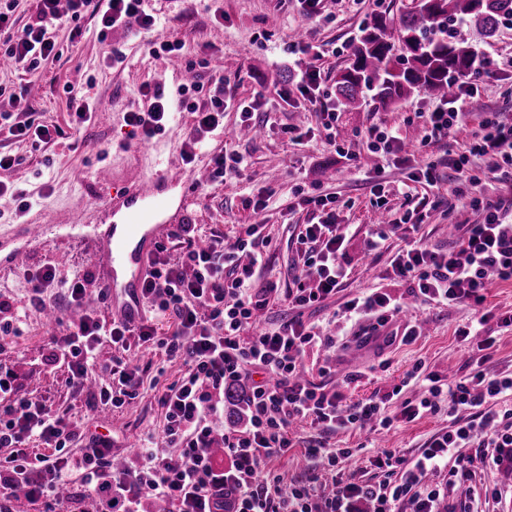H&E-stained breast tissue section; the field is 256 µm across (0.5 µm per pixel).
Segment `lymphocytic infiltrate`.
Masks as SVG:
<instances>
[{
	"mask_svg": "<svg viewBox=\"0 0 512 512\" xmlns=\"http://www.w3.org/2000/svg\"><path fill=\"white\" fill-rule=\"evenodd\" d=\"M35 3L34 15L18 30L12 17L20 0H0V56L33 75L43 61L57 56L52 30L59 24L71 23L76 36L81 33L79 21L88 15L97 18L105 31L132 22L146 29L155 24L153 15L143 8L144 0ZM497 70L496 62L490 60L477 75L455 79L454 97L421 113L420 148L449 138L463 124L472 100ZM192 91L204 93V100L189 99ZM141 94L150 101L148 109L126 113L125 122L142 138H153L164 129L174 105L192 112L193 124L182 151L184 164H194L206 136L224 128L223 82H215L210 89L198 82L180 86L175 101L148 84L142 86ZM488 155L492 165L473 173L472 158ZM451 166L458 179L472 185L506 180L512 175V121H505L500 112L484 113L479 134L452 158ZM295 198L297 208L311 213L312 220L294 240L300 266L285 294L293 315L271 329L247 331L274 289L273 284L259 280L273 243L257 224L243 225L230 245L221 233L203 240L196 225H180L170 244L156 249L144 290L152 317L135 326L100 319L96 310L85 306L83 281L60 278L53 265L28 274L31 301L45 303L49 290L58 288L69 305L80 310L78 322L66 326L47 361L67 366V382L76 392L84 389L96 369H103L107 378L97 387V405L120 408L138 398L143 371L125 357L132 348L151 345L181 359V377L159 399L164 413L161 444L177 454L166 457L147 447L139 452L138 467L114 468L112 437L86 434L78 423L49 414L40 404L12 399L9 376L0 375V396L11 398L10 403L0 404V502L24 487L30 497L42 501L44 512H56L77 471L89 491L100 498V512H139L144 490L167 500L170 512H351L358 500L370 502L372 512H395L400 504L408 505L410 512H440L445 493L470 479L477 466L495 462L498 449L512 447V408L498 405L503 396L512 394V373L484 370L496 344L486 332L488 322L494 319L506 328L512 326V315L496 319L483 307L488 288L512 280V194L493 200L472 196L468 203L482 210L483 220L467 225L448 250L431 248L416 237V225L407 223L378 229L366 241L367 249L376 251L389 235L404 240V248L389 261V274L408 282L413 296L443 305L470 302L477 307L470 323L456 331L470 348L474 373L448 385L419 365L410 373L423 395L404 406L403 418L412 421L437 414L444 399L453 419L448 431L435 436L401 471H394L391 457L376 458L377 468L387 473L384 481L340 478L328 496L306 483L281 488L278 476L264 474V460L291 447L289 431L297 421L333 430L391 425L380 401L370 398L342 406L339 394L327 392L303 374L302 356L322 336L318 325L305 322L300 312L336 295L349 273L335 199L301 189ZM172 246L182 254L176 264L166 256ZM401 310L398 299L376 290L346 302L344 314L350 320H369L371 335L407 344L417 336L415 327L405 326L398 333L388 329ZM156 315L174 318L170 335L159 333L152 321ZM105 342L112 345L114 355L101 367L98 348ZM244 377L252 381L250 426L225 431L224 453L214 455L212 422L224 413L226 387ZM30 439L49 447V454H30L24 447ZM76 441L83 448L80 457L74 458L69 448ZM442 470L447 473L444 486L425 484L427 473Z\"/></svg>",
	"mask_w": 512,
	"mask_h": 512,
	"instance_id": "1",
	"label": "lymphocytic infiltrate"
}]
</instances>
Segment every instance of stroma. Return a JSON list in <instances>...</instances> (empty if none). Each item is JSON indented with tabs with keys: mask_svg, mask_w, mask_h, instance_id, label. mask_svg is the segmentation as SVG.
I'll use <instances>...</instances> for the list:
<instances>
[{
	"mask_svg": "<svg viewBox=\"0 0 512 512\" xmlns=\"http://www.w3.org/2000/svg\"><path fill=\"white\" fill-rule=\"evenodd\" d=\"M412 4L413 0H325L327 19L305 30L307 39L320 48L321 55L315 58L288 50L296 30L302 28L296 0H146L147 12L160 21L157 28L146 30L133 23L111 29L103 37L97 19L88 16L80 22L82 38L72 39L67 23L54 29L60 56L44 64L39 78H29L13 67L0 69V85L24 86L29 110L63 132L55 142L37 147L0 129V152L21 159L19 166L0 170V181L24 190L31 203L23 213L16 197L0 195V300L21 316L20 335L0 349V370L9 373L18 396L75 418L87 433L113 436L114 454L130 464L135 461V444L160 436L164 414L157 399L178 380L181 363L168 360L157 349L138 352L137 360L147 367L141 399L114 411L94 409L92 390L73 392L66 367L44 364L55 330L44 322L43 307L30 302L27 274L50 259L67 279L98 273L95 243L108 219L95 213L87 223L75 226L68 215L78 205L100 200V168L113 169L116 177L132 181L153 172L156 156L180 162L182 144L193 122L191 113L175 114L165 131L148 141L134 136L124 117L126 112L146 107L142 85H157L166 95H173L179 84L178 68L190 67L201 83L223 80L232 99L224 112V130L208 140L200 163H209L211 155L220 150L239 154L245 162L240 175L193 187L189 216L202 235L221 232L228 244L235 242L241 225H264L274 249L261 278L283 286L293 265L292 240L309 220L306 212L293 207L296 190L336 197L338 221L349 238L350 274L336 296L305 310L306 318L324 326L327 340L307 349L304 363L311 380L342 394L343 404L377 397L383 399L384 412L393 419L392 426L379 433L326 431L300 423L292 431L293 447L268 460L267 470L286 484L311 481L321 467L307 457L306 443L320 440L333 448L350 449V456L338 466L341 475L373 483L384 477L373 464L381 452L407 462L433 437L447 431L450 421L444 411L412 422L401 419L404 403L421 395L419 386L404 384L403 379L418 363L443 379L452 372L465 374L466 346L455 331L473 317L474 310L466 304H420L406 283L387 279L388 262L402 247L401 239L391 238L372 255L363 247L367 232L378 221L371 193L376 183L383 187L394 219L418 222V235L435 248L451 245L449 225L481 221L479 210L458 202L457 180H445L436 188L411 181L407 170L394 167L392 157L373 153L367 145V132L374 126L398 128L407 143H416L419 113L432 111L438 100L424 90L387 108L369 98L356 111H339L335 142L321 134L296 143L284 134V127L317 126L320 108L304 106L297 94L287 101L280 97L283 85L295 84L311 65L321 70L326 92L334 93L337 71L350 64L347 47L360 39L365 24L374 15H386L389 33L399 37L400 18ZM164 34L178 37L182 49L154 52ZM466 36L484 56L498 62L499 71L480 90L481 111L470 114L454 132L450 147H431L421 157V164L431 163L443 171L448 168V150H463L478 132L483 113L512 104V23L503 22L490 39L481 38L473 29ZM115 50L123 55L122 65L116 67L107 61ZM203 58L208 61L204 68L198 65ZM72 90L89 93L95 109L91 124L78 134L69 129L68 93ZM244 102L258 109L260 136H252L240 124L237 106ZM338 142L350 148V156L336 152ZM265 187L273 188L274 194L263 213H254L246 201ZM436 197L441 198V206L426 209L425 201ZM28 221L45 225L41 239H25L23 226ZM370 288L387 289L406 301L404 318L418 320L421 327L413 343L364 342L360 339L363 323L339 321L343 303ZM493 487L501 490V498L485 500L484 490ZM447 505L450 512H512V462L478 470L471 480L455 487Z\"/></svg>",
	"mask_w": 512,
	"mask_h": 512,
	"instance_id": "stroma-1",
	"label": "stroma"
}]
</instances>
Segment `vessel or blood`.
<instances>
[{"label": "vessel or blood", "mask_w": 512, "mask_h": 512, "mask_svg": "<svg viewBox=\"0 0 512 512\" xmlns=\"http://www.w3.org/2000/svg\"><path fill=\"white\" fill-rule=\"evenodd\" d=\"M206 175L203 168L186 171L162 162L151 176L113 189L111 197L105 200V207L123 218L122 223L113 225L111 235L98 249L101 295L113 318L132 325L143 320V288L156 247L169 236L174 225L185 221V208L173 207L162 196V185L191 186Z\"/></svg>", "instance_id": "obj_1"}]
</instances>
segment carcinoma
Returning <instances> with one entry per match:
<instances>
[{
	"instance_id": "1",
	"label": "carcinoma",
	"mask_w": 512,
	"mask_h": 512,
	"mask_svg": "<svg viewBox=\"0 0 512 512\" xmlns=\"http://www.w3.org/2000/svg\"><path fill=\"white\" fill-rule=\"evenodd\" d=\"M508 19L512 0H419L401 17L402 47L396 54L386 18L376 15L359 43L349 46L350 65L334 78L336 98L347 111L359 107L367 91L385 107L416 89L447 98L453 90L449 77H471L485 64L475 44L448 28L463 23L487 39Z\"/></svg>"
}]
</instances>
